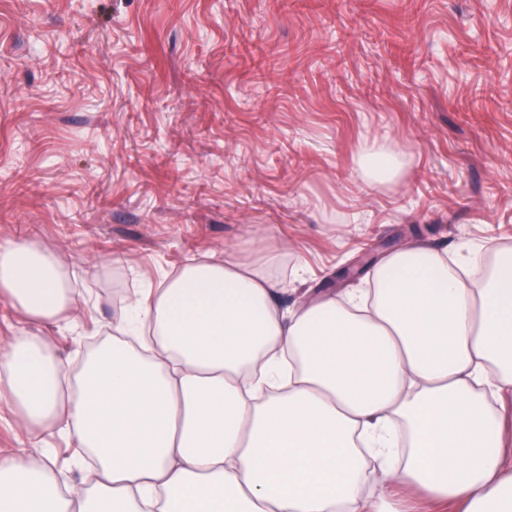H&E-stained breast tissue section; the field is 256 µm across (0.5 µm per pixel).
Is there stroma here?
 Returning a JSON list of instances; mask_svg holds the SVG:
<instances>
[{
	"mask_svg": "<svg viewBox=\"0 0 512 512\" xmlns=\"http://www.w3.org/2000/svg\"><path fill=\"white\" fill-rule=\"evenodd\" d=\"M412 155L397 187L363 137ZM55 253L88 305L48 337L72 369L121 301L205 254L275 246L283 306L362 287L388 252L512 247V0H0V242ZM57 429L0 421V451ZM407 151L397 143L365 139L357 152L358 177L368 185H381L398 180L404 170Z\"/></svg>",
	"mask_w": 512,
	"mask_h": 512,
	"instance_id": "obj_1",
	"label": "stroma"
}]
</instances>
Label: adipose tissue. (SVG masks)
I'll return each instance as SVG.
<instances>
[{
    "instance_id": "obj_1",
    "label": "adipose tissue",
    "mask_w": 512,
    "mask_h": 512,
    "mask_svg": "<svg viewBox=\"0 0 512 512\" xmlns=\"http://www.w3.org/2000/svg\"><path fill=\"white\" fill-rule=\"evenodd\" d=\"M406 151L366 139L357 174L398 180ZM449 265L423 244L359 288L280 308L281 258L185 266L138 289L112 342L72 374L46 337L0 345V403L35 438L59 426L90 482L0 452V512H512L492 398L512 394V249ZM0 300L34 323L78 298L60 259L0 243Z\"/></svg>"
}]
</instances>
